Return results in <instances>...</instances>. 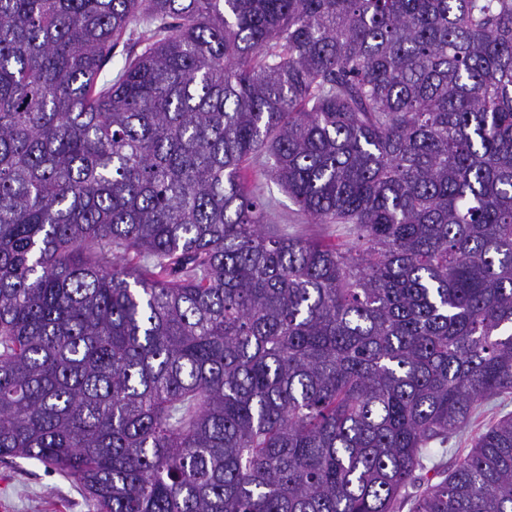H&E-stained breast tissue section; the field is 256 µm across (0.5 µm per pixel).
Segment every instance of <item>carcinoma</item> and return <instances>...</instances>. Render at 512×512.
Masks as SVG:
<instances>
[{"label": "carcinoma", "instance_id": "carcinoma-1", "mask_svg": "<svg viewBox=\"0 0 512 512\" xmlns=\"http://www.w3.org/2000/svg\"><path fill=\"white\" fill-rule=\"evenodd\" d=\"M261 155L349 241L263 233ZM511 393L512 0H0V460L400 512ZM432 471L410 512H512V413ZM508 412H512V395L495 399L476 414L463 431L448 437V451L442 456L439 455L436 460L440 459L439 462L451 470L458 459L469 451L474 439L484 427Z\"/></svg>", "mask_w": 512, "mask_h": 512}]
</instances>
